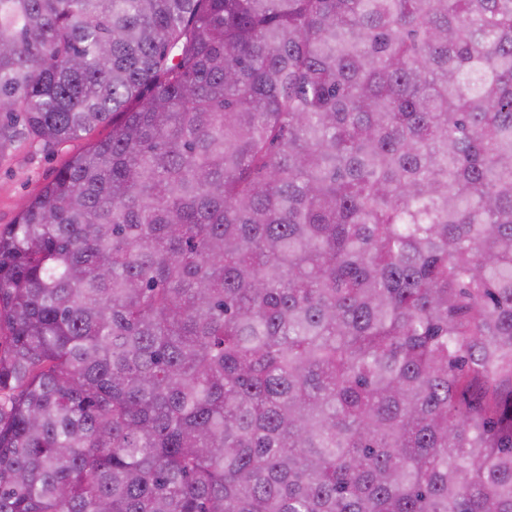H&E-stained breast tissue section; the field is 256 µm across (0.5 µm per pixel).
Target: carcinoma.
Returning <instances> with one entry per match:
<instances>
[{
	"label": "carcinoma",
	"mask_w": 512,
	"mask_h": 512,
	"mask_svg": "<svg viewBox=\"0 0 512 512\" xmlns=\"http://www.w3.org/2000/svg\"><path fill=\"white\" fill-rule=\"evenodd\" d=\"M0 512H512V0H0ZM107 132L99 127L83 139L59 146L19 138L0 152V226L14 223L24 205L72 155L84 151Z\"/></svg>",
	"instance_id": "obj_1"
}]
</instances>
